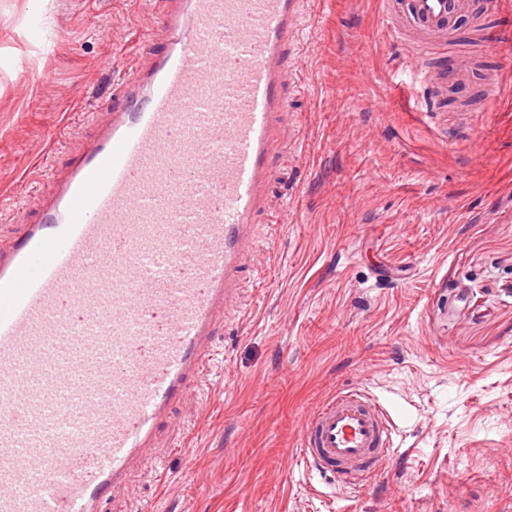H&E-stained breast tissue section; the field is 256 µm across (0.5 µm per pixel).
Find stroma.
Here are the masks:
<instances>
[{"mask_svg":"<svg viewBox=\"0 0 512 512\" xmlns=\"http://www.w3.org/2000/svg\"><path fill=\"white\" fill-rule=\"evenodd\" d=\"M150 0H0V241L90 138ZM383 0H312L274 223L225 317L204 400L175 406L108 512H512V14L457 19L469 105L426 109ZM55 41L45 54L30 22ZM498 74L503 103L477 96ZM366 386L395 452L357 494L300 454L303 418Z\"/></svg>","mask_w":512,"mask_h":512,"instance_id":"stroma-1","label":"stroma"}]
</instances>
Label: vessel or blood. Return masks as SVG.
<instances>
[{
    "label": "vessel or blood",
    "instance_id": "vessel-or-blood-1",
    "mask_svg": "<svg viewBox=\"0 0 512 512\" xmlns=\"http://www.w3.org/2000/svg\"><path fill=\"white\" fill-rule=\"evenodd\" d=\"M473 0H385L391 40L427 88ZM307 0H160V48L89 113L92 137L35 189L0 245V512H104L175 403L200 394L235 274L259 239L285 144ZM395 423L365 388L314 410L304 459L364 487Z\"/></svg>",
    "mask_w": 512,
    "mask_h": 512
}]
</instances>
